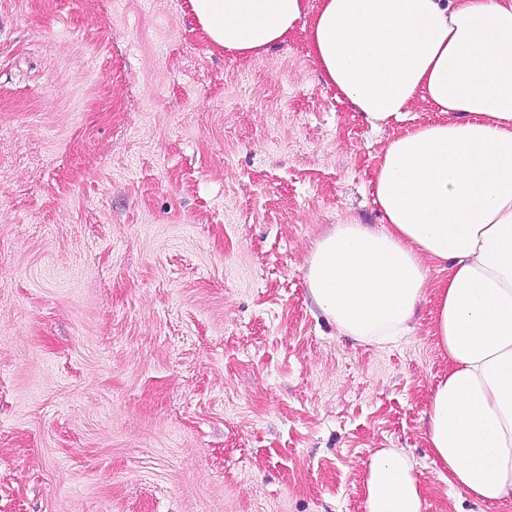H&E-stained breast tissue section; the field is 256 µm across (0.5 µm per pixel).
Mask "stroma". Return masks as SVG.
<instances>
[{"mask_svg":"<svg viewBox=\"0 0 512 512\" xmlns=\"http://www.w3.org/2000/svg\"><path fill=\"white\" fill-rule=\"evenodd\" d=\"M372 128L303 32L250 60L189 0H0V512H364L426 437L433 299L385 344L307 288L332 224L383 215Z\"/></svg>","mask_w":512,"mask_h":512,"instance_id":"35a3bbf8","label":"stroma"}]
</instances>
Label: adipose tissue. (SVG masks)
Masks as SVG:
<instances>
[{"mask_svg":"<svg viewBox=\"0 0 512 512\" xmlns=\"http://www.w3.org/2000/svg\"><path fill=\"white\" fill-rule=\"evenodd\" d=\"M216 46L248 59L303 30L327 85L372 125L429 102L440 120L394 135L374 169L384 215L348 219L308 259L338 333L411 332L427 294L448 356L427 411L435 462L459 501L512 497V0H189ZM447 271L438 284L430 266ZM365 512H423L410 457L381 448Z\"/></svg>","mask_w":512,"mask_h":512,"instance_id":"obj_1","label":"adipose tissue"}]
</instances>
